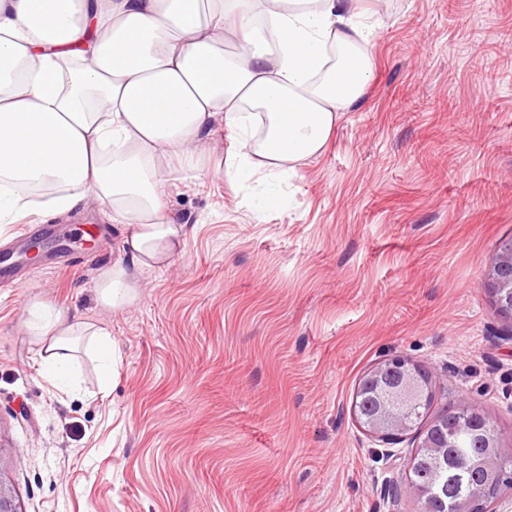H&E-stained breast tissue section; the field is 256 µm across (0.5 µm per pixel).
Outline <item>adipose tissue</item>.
Returning a JSON list of instances; mask_svg holds the SVG:
<instances>
[{
  "mask_svg": "<svg viewBox=\"0 0 512 512\" xmlns=\"http://www.w3.org/2000/svg\"><path fill=\"white\" fill-rule=\"evenodd\" d=\"M365 2L0 0V224L92 196L123 225L130 259L101 270L96 299L127 304L138 272L183 252L188 227L167 191L197 170L216 121L241 144L225 170L234 179L322 153L372 72L367 55L351 72L328 51L367 40ZM36 183L52 185L49 199ZM29 326L52 386L74 387L80 336L109 385L119 353L107 327L47 302L31 305Z\"/></svg>",
  "mask_w": 512,
  "mask_h": 512,
  "instance_id": "obj_1",
  "label": "adipose tissue"
}]
</instances>
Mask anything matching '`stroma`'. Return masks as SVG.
<instances>
[{
    "label": "stroma",
    "mask_w": 512,
    "mask_h": 512,
    "mask_svg": "<svg viewBox=\"0 0 512 512\" xmlns=\"http://www.w3.org/2000/svg\"><path fill=\"white\" fill-rule=\"evenodd\" d=\"M372 75L323 152L294 174L235 183L217 134L170 188L184 254L139 272L127 306L94 295L126 263L102 207L41 209L0 234L53 227L65 250L0 284V454L25 512H420L385 489L412 436L385 445L353 413L363 376L402 356L435 410L469 397L512 448V323L487 286L512 237V0H368ZM100 321L119 350L108 388L75 353L79 390L43 374L33 302Z\"/></svg>",
    "instance_id": "35a3bbf8"
}]
</instances>
